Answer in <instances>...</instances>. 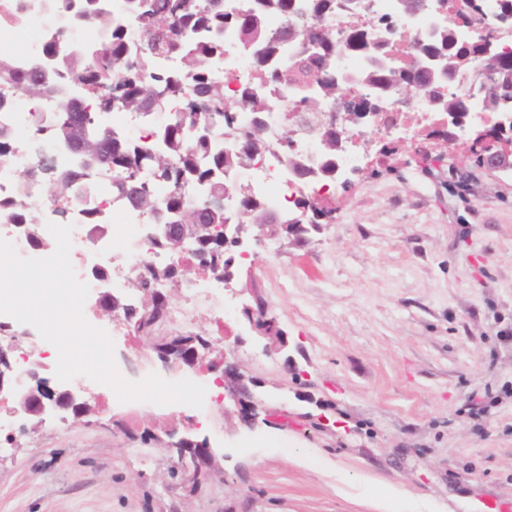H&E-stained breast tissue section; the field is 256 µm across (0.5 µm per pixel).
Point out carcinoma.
Instances as JSON below:
<instances>
[{
	"label": "carcinoma",
	"instance_id": "obj_1",
	"mask_svg": "<svg viewBox=\"0 0 512 512\" xmlns=\"http://www.w3.org/2000/svg\"><path fill=\"white\" fill-rule=\"evenodd\" d=\"M337 4L338 0H308L304 11L295 0H254L251 9L239 12L224 9V0H151L145 9L141 8V0H128L129 12L147 35L145 42L133 50L127 46L125 28L112 19L100 0H57L56 7L61 13L95 23L103 33L90 55L85 56L78 50L56 59L60 71L84 82L82 101L69 96L65 83L46 78L35 69L17 71L12 57L6 54H0V86H19L23 92L39 99L52 95L60 100V112L78 109L101 112L109 107L114 112H138L147 105L149 95L155 90L166 92L161 102V108L166 109L171 98L188 92L185 109L176 113L155 139H128L114 130L110 136L85 142V149L114 171L111 193H116L118 182L136 177L140 188L133 205L136 211L148 216L160 208L181 211L171 242L161 249L172 254L180 251L176 243L184 236L194 241L195 267L215 279H222L224 274L237 271L239 265L234 245L224 240L216 227L229 221L248 226L265 223L264 210L258 203L224 182V171L249 163L250 153L226 152L215 140V135L224 131V127L235 125L234 109L224 94V83L212 75L214 59L224 51V29L235 28L242 34V49L255 57L262 79L289 90L295 107L313 110L320 101L333 106L345 99L332 68L336 53L382 55L400 36L394 22L381 18L374 32L356 31L344 42H338L334 29L327 22ZM269 12L284 18V25L274 36L265 27V16ZM483 41L482 28L476 27L468 50L461 51L456 46L454 26L450 23L417 50L420 55L444 57L445 76L421 71L412 63L405 68L374 63L359 79L380 93L389 92L397 84L417 88L437 98L440 88L467 70L472 59L484 57ZM290 43L301 49L294 64L287 68L268 67L269 59ZM170 53L181 56L179 75H172L158 66V60ZM311 76L317 83V98L299 87L301 78ZM483 94L490 112L512 108V51L503 52L486 63ZM237 101L253 113L269 107L264 97L249 88L239 92ZM438 106L443 112H458L464 116L469 112L468 100L461 95L446 97ZM292 133V129H285L274 146L266 139L261 126L252 124L239 129L236 138L242 144H258L264 149L275 147L286 153ZM314 133L324 142L327 154L335 156L336 130L319 126ZM37 177L38 173L32 170L27 172L17 193L0 202V223L29 220L32 243L44 248L49 242L40 234L37 214L27 191V185ZM73 182L72 174L56 177L49 202L58 205L72 201ZM188 184L196 186L201 193L195 205L188 204L182 194V187ZM160 186L168 187L169 192L157 193ZM230 191L240 198L235 210L214 205V200L224 198ZM293 210L298 213L303 227L280 230L278 236L295 241L305 240L307 235L318 231L321 221L332 213L328 200L309 197L298 200ZM84 214L89 226L108 230L106 213L86 208ZM185 272L186 267L178 264H149L131 281V288L148 297L138 306L126 305V320L132 335L154 336L168 313V301L156 290V285L173 282ZM208 346L205 337L187 332L156 338L153 350L157 358L180 366L194 363L195 356Z\"/></svg>",
	"mask_w": 512,
	"mask_h": 512
}]
</instances>
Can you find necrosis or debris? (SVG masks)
I'll return each instance as SVG.
<instances>
[{
	"label": "necrosis or debris",
	"instance_id": "obj_1",
	"mask_svg": "<svg viewBox=\"0 0 512 512\" xmlns=\"http://www.w3.org/2000/svg\"><path fill=\"white\" fill-rule=\"evenodd\" d=\"M350 10L337 11L330 19L337 39H344L354 30L364 28L368 16L379 15L397 18L399 31L403 36L401 50L392 54L393 62L414 59L416 47L437 28L447 25L454 18L458 0H427L422 12L404 14L400 11L399 0H354ZM88 24L60 15L52 0H0V44L12 48V59L17 69L24 70L44 53L45 39L51 31H62L74 39L80 47L90 45L87 35ZM369 64L367 58L353 54H339L334 61L337 72L344 74L345 94L353 104L366 99H375L379 110L372 121L350 126L348 137L341 151L336 154V164L343 171L364 167L367 151L366 142H401L404 149L416 152L423 148V136L431 130L447 125V113L438 111L431 96L414 88H406L396 97H378L358 80L359 73ZM484 71L481 60H473L470 69L454 82L446 85L444 94L465 95L469 102L470 121L483 124L497 123V116L487 112L483 95L479 89ZM212 73L223 81L228 94L244 85L260 86L270 106L264 114L265 134L270 141H277L285 127L294 130L290 154L267 153L257 157L244 170L229 173L230 183L247 186L255 199L263 204L287 209L302 196L326 198L336 189L334 181L311 177L298 178L292 171L290 157H298L306 166H315L319 158L317 139L307 131V115L301 111L286 114L283 88L272 84H261L260 74L252 60L243 52L240 38L235 30L224 32V53L213 66ZM6 102L0 107V123L13 129L17 137L8 163H0V199L10 198L18 188L15 174L18 169L29 166L32 155L29 145L30 119L23 107V93L18 88L5 89ZM114 176L113 171L100 169L91 179L97 187L96 205L109 214L118 231L106 240L103 251H93V243L87 237L88 227L83 222L80 202L70 203L67 218L72 228L71 256L73 268L79 281H86L87 275L78 256H90L94 264L108 267L109 279L114 288L125 287L134 278L145 262H177L189 264L190 246H183L177 254L155 251L144 232L148 224L147 216L128 207L113 203L108 185ZM121 256V264H114V256ZM212 288L203 271H196L187 283L188 295L184 303L170 307V321L188 327L194 324L205 307L206 298Z\"/></svg>",
	"mask_w": 512,
	"mask_h": 512
}]
</instances>
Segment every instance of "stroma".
Returning a JSON list of instances; mask_svg holds the SVG:
<instances>
[{"instance_id": "obj_1", "label": "stroma", "mask_w": 512, "mask_h": 512, "mask_svg": "<svg viewBox=\"0 0 512 512\" xmlns=\"http://www.w3.org/2000/svg\"><path fill=\"white\" fill-rule=\"evenodd\" d=\"M319 234L252 263L288 345L241 315L193 327L203 363L234 351L274 423L108 402L0 442V512H499L512 505V171L467 146L421 170L408 154L337 189ZM126 376L163 374L151 338L113 339ZM485 394L486 410L463 408ZM214 450L190 489L169 431Z\"/></svg>"}]
</instances>
